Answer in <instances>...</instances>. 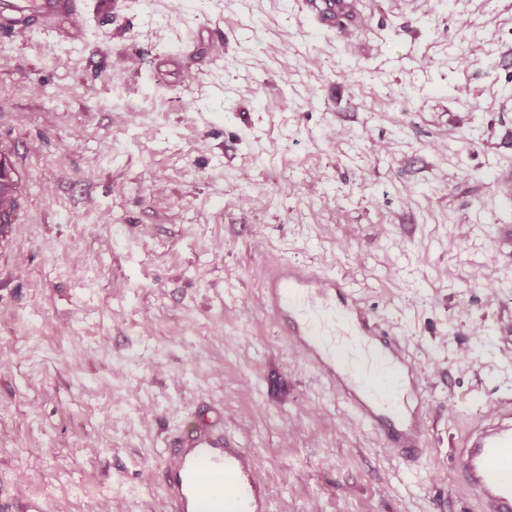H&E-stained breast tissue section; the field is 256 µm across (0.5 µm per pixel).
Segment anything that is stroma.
Listing matches in <instances>:
<instances>
[{"label":"stroma","instance_id":"35a3bbf8","mask_svg":"<svg viewBox=\"0 0 512 512\" xmlns=\"http://www.w3.org/2000/svg\"><path fill=\"white\" fill-rule=\"evenodd\" d=\"M85 38L0 36V503L169 512L155 470L221 410L274 512H471L449 444L512 393V0H117ZM224 31L192 76L144 53ZM345 276L407 344L427 455L388 453L258 304L280 262ZM304 4L316 27L336 35L364 23L361 0H304ZM193 43L197 49L216 54L222 53L224 49L223 31L218 27L198 29L194 34ZM22 202V176L9 151L0 152V222L12 224Z\"/></svg>","mask_w":512,"mask_h":512}]
</instances>
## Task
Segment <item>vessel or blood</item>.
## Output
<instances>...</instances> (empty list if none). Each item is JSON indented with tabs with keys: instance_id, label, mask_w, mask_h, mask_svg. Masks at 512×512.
Listing matches in <instances>:
<instances>
[{
	"instance_id": "b4317fda",
	"label": "vessel or blood",
	"mask_w": 512,
	"mask_h": 512,
	"mask_svg": "<svg viewBox=\"0 0 512 512\" xmlns=\"http://www.w3.org/2000/svg\"><path fill=\"white\" fill-rule=\"evenodd\" d=\"M322 30L345 34L363 25L361 0H304ZM88 0H0V34L40 24L82 41ZM197 49L222 53L220 28L198 29ZM280 335L323 375L383 446L404 462L422 459L428 433L426 394L406 344L367 309L345 278L283 262L258 297ZM450 470L472 493L475 512H512V395L487 402L451 440ZM170 512H272V494L255 454L223 428L185 429L157 470Z\"/></svg>"
}]
</instances>
